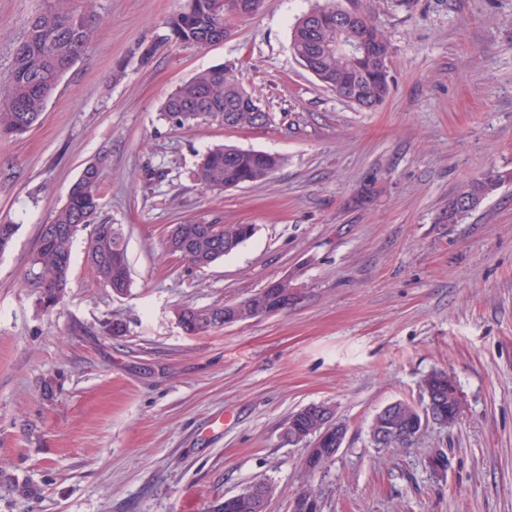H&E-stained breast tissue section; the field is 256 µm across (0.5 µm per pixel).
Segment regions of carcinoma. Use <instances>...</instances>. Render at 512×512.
I'll use <instances>...</instances> for the list:
<instances>
[{"mask_svg": "<svg viewBox=\"0 0 512 512\" xmlns=\"http://www.w3.org/2000/svg\"><path fill=\"white\" fill-rule=\"evenodd\" d=\"M263 0H186L185 7L168 22L170 37L177 42L206 46L231 35L230 20L247 17L259 11ZM338 4L314 9L320 13L316 33L310 31V19L303 16L291 33L292 50L297 58L315 56L319 82L342 98L355 101L361 108L373 110L386 100L390 91L389 71L385 58L367 56L357 61L334 53L324 54L325 45L336 42ZM359 28L385 51L390 43L375 22L372 12L358 13ZM98 23L71 5V0H53L28 21L26 38L18 45L9 77V84L0 98V137L23 135L35 125L53 96L62 76L84 56L96 34ZM242 84L232 67L220 66L204 70L182 83L166 98L164 115L179 125L200 118L232 117L233 126L263 127L271 122L270 113L253 95L244 98ZM281 163L275 155L223 146L205 153L195 171V180L207 190L221 191L266 179ZM499 177L488 172L462 185L448 201V223L461 224L470 210L457 208V200L470 196L483 200L498 185ZM99 210V171L87 167L71 184L67 201L51 221L42 226L38 249L33 263L41 271V300L54 306L66 296L71 275L72 249L76 235L73 224L93 227L96 233L93 252L87 260L97 275L110 288L120 291L130 287V270L125 236L116 232V225L96 222ZM210 224L181 225L182 245L166 244L169 252L183 251V258L194 266L211 265L234 252L255 231L251 224H223L219 233ZM290 286L276 284L253 297L258 305L250 308L246 319L266 316L288 309ZM224 312L218 306L208 310L182 308L181 318L189 319L190 332L205 333L216 326V316ZM443 386L442 415L447 426L456 424V398L448 389V372L434 370L422 381V392ZM289 420V433L306 438L320 429L317 413L305 406ZM387 423L390 435L387 448H405L423 431L421 417L415 406L400 401L390 408ZM448 454L435 449L428 459L436 474L448 468ZM208 512H257L253 497L245 493L226 495L211 503Z\"/></svg>", "mask_w": 512, "mask_h": 512, "instance_id": "1", "label": "carcinoma"}]
</instances>
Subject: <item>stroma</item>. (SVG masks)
Listing matches in <instances>:
<instances>
[{
	"mask_svg": "<svg viewBox=\"0 0 512 512\" xmlns=\"http://www.w3.org/2000/svg\"><path fill=\"white\" fill-rule=\"evenodd\" d=\"M324 0H264L231 36L168 37L184 0H75L98 32L41 121L0 139V512H206L258 480L289 512L314 488L323 512H512V0H379L391 91L364 111L294 57V22ZM47 0H0V84ZM230 65L273 118L264 128L161 107ZM282 160L266 181L214 193L194 173L218 146ZM101 221L121 225L131 288L113 294L73 246L64 303L41 300L40 230L89 164ZM502 177L465 223L459 187ZM178 224H251L199 269L165 249ZM290 276L288 310L186 332L176 310L239 301ZM120 334H113V325ZM457 382L461 419L410 447L373 445L375 414ZM330 405L348 427L309 474L290 415ZM444 449L448 471L428 466Z\"/></svg>",
	"mask_w": 512,
	"mask_h": 512,
	"instance_id": "stroma-1",
	"label": "stroma"
}]
</instances>
